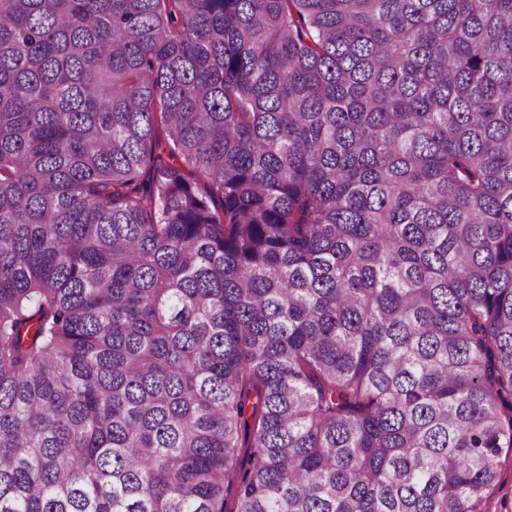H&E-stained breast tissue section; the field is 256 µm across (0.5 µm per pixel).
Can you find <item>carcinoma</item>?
<instances>
[{
	"instance_id": "obj_1",
	"label": "carcinoma",
	"mask_w": 512,
	"mask_h": 512,
	"mask_svg": "<svg viewBox=\"0 0 512 512\" xmlns=\"http://www.w3.org/2000/svg\"><path fill=\"white\" fill-rule=\"evenodd\" d=\"M503 448L512 0H0V512H487Z\"/></svg>"
}]
</instances>
